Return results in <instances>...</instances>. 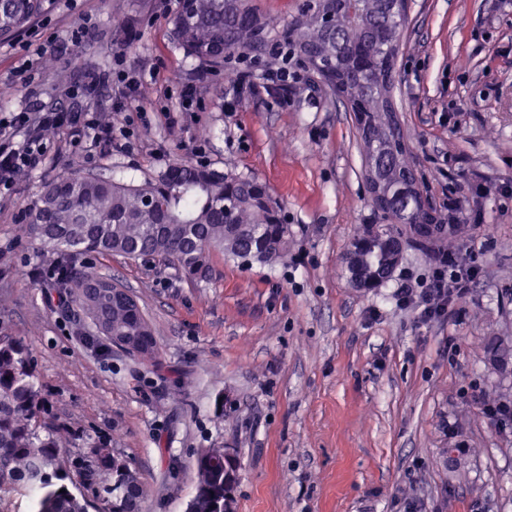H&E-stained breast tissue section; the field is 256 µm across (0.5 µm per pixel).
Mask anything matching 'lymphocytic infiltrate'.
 I'll return each instance as SVG.
<instances>
[{"mask_svg":"<svg viewBox=\"0 0 512 512\" xmlns=\"http://www.w3.org/2000/svg\"><path fill=\"white\" fill-rule=\"evenodd\" d=\"M86 40L87 32L82 27L69 29L62 35H47L33 28L24 36L25 46L35 48L44 56L75 55ZM146 82L145 70L127 68L123 59L116 56L111 67L97 73H84L81 82L72 87L69 95L80 102V109L61 110L37 98L29 101L22 111L0 116V196L12 193L20 173L41 167L52 153L59 150L60 144L51 139L49 129H77L78 137L71 145L85 151L100 144L125 149L129 144V129L104 113L87 109L86 104L107 87L120 90L127 102H136ZM472 273L467 258L440 262L422 284L401 283L395 292L396 302L417 305L426 319L444 317L449 305L466 295V284Z\"/></svg>","mask_w":512,"mask_h":512,"instance_id":"obj_1","label":"lymphocytic infiltrate"}]
</instances>
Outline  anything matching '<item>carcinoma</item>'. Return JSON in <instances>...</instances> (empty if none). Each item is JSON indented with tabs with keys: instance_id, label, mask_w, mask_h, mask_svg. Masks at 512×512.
Returning a JSON list of instances; mask_svg holds the SVG:
<instances>
[{
	"instance_id": "cac0c4a2",
	"label": "carcinoma",
	"mask_w": 512,
	"mask_h": 512,
	"mask_svg": "<svg viewBox=\"0 0 512 512\" xmlns=\"http://www.w3.org/2000/svg\"><path fill=\"white\" fill-rule=\"evenodd\" d=\"M173 33L186 56L209 66L224 64V52L262 56L277 23L259 14L252 0H179ZM40 0H0V36L20 31L39 12ZM327 0H304L280 37L309 72L347 76L346 96L359 105L364 122L360 149L365 164L378 168L389 197L383 224H366L349 243L351 266L369 288L396 268L393 244L421 219L418 197L401 192L416 180L401 130L385 99L380 75L393 66L392 43L405 21L386 11L383 0H358L356 11L328 23ZM360 52L367 64L352 66ZM268 187L210 166L177 161L138 185L116 183L72 171L45 183L28 207L27 234L52 255L48 283L62 302H72L96 322L107 319L116 333L129 332L134 316L112 299L117 285L93 301L82 298L85 283L99 273L77 264L79 257L121 256L171 263L191 280L210 276L216 251L248 266L273 262L288 249V225ZM48 399L37 384L31 350L0 337V498L16 491L32 496L31 512H87L88 495L104 512H141L145 496L129 492L139 483L130 464L109 444L97 441L73 458H60L62 442L76 432L47 421ZM194 493L187 512H224V453L202 448L194 459ZM80 487L74 492L71 487Z\"/></svg>"
}]
</instances>
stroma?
<instances>
[{
  "instance_id": "1",
  "label": "stroma",
  "mask_w": 512,
  "mask_h": 512,
  "mask_svg": "<svg viewBox=\"0 0 512 512\" xmlns=\"http://www.w3.org/2000/svg\"><path fill=\"white\" fill-rule=\"evenodd\" d=\"M156 0H41L34 21L85 26L79 64L45 61L0 39V113L31 91L70 106L81 69L113 56L156 65L127 152L72 151V134L45 167L21 173L0 200V336L25 344L53 421L107 441L140 473L144 512H184L202 448L233 449L237 512H512V0H410L393 98L418 185L437 215L461 206L456 243L477 270L448 316L420 322L392 294L427 278L438 253L403 244L392 277L354 288L344 256L356 231L378 223L362 177L351 112L307 70L287 88L260 72L231 86L238 53L203 78ZM196 87L202 106L179 111ZM255 177L280 204L291 236L276 261L250 267L214 254L193 282L154 260L94 258L129 289L158 343L155 363L81 336L89 319L59 306L33 276L51 258L18 213L45 181L75 169L139 184L176 156Z\"/></svg>"
}]
</instances>
